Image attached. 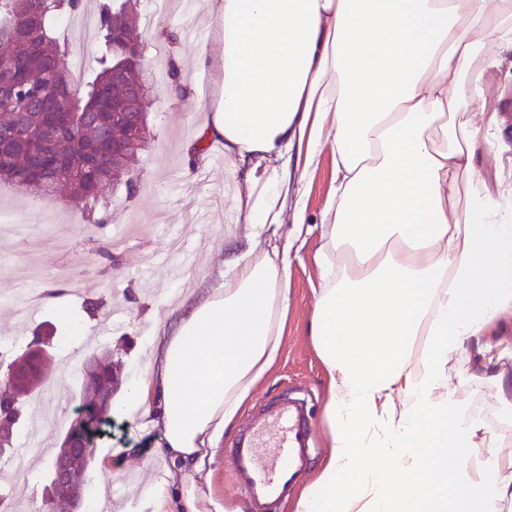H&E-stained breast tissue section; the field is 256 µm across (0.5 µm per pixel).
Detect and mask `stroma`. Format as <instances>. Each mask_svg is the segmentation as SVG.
Returning a JSON list of instances; mask_svg holds the SVG:
<instances>
[{
    "mask_svg": "<svg viewBox=\"0 0 512 512\" xmlns=\"http://www.w3.org/2000/svg\"><path fill=\"white\" fill-rule=\"evenodd\" d=\"M102 0H81L75 11L65 13L53 32L65 47L67 69L91 81L99 69ZM142 35L150 89L146 99L148 135L137 151L128 173L129 180L112 186L106 194L104 221L97 224L84 218L80 210L62 202L46 203L31 193L0 184V210L24 217L19 228L0 223V341H10L8 354L0 362L9 363L32 336L47 331L55 336L45 368L46 380L34 389L25 410L26 420L14 432V445H22L34 415L49 417L51 446L48 455L36 459L20 479L28 487L24 505L16 512H33L34 504L46 501L45 488L51 480L49 461L60 444L82 401L78 376L69 374V356L111 349L120 363L117 400H124L127 387L141 373L151 347L169 335L178 318L204 298L218 281L224 260L246 241L248 228L238 225L234 235L220 234L214 227L188 222L189 214L208 206L216 186L227 183L226 170L211 173L199 182L197 165L186 154L207 129L220 98V73L213 66H199L195 49L213 44L221 20L207 11L204 0H169L166 12H159L155 0H134ZM174 34L163 54L153 46L158 30ZM477 171L495 186L500 175L512 171V130L501 127L496 141L482 145ZM181 233L185 246H200L199 263L177 288L179 297L168 302L170 287L166 266L175 261L169 251L172 234ZM124 236L129 245L121 254L118 267L97 250L109 246L114 236ZM321 245L318 234L307 236L289 271L290 306L280 358L269 377L257 385L253 401L289 393L306 398L313 421L312 466H319L329 452V436L323 419L326 401V373L307 334L313 310L311 288L318 279L314 255ZM153 258L155 292L140 284L138 269L144 258ZM67 287V305L72 317L85 316V304L103 300L95 313L93 332L72 335L69 326L54 308L39 300L31 306L30 317L20 330H13L11 311L22 290L37 297L54 283ZM451 383L462 403L481 416L502 438L505 452L512 453V417H503L492 392L479 378V371L466 358L453 360L448 369ZM123 442L101 437L97 453L119 458L120 476L102 482L97 464H90L81 487L83 503L99 495L108 498V512H151L144 487L171 469L169 460L155 455L143 445L145 438H159L158 428L146 419L136 418L125 425ZM210 469L212 512H247L244 499L235 491L224 448H216Z\"/></svg>",
    "mask_w": 512,
    "mask_h": 512,
    "instance_id": "obj_1",
    "label": "stroma"
}]
</instances>
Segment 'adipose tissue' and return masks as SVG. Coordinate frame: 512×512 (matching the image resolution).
Returning a JSON list of instances; mask_svg holds the SVG:
<instances>
[{"mask_svg":"<svg viewBox=\"0 0 512 512\" xmlns=\"http://www.w3.org/2000/svg\"><path fill=\"white\" fill-rule=\"evenodd\" d=\"M221 19V94L232 213L248 224L214 288L148 357L114 413L149 416L157 453L204 472L279 358L290 243L317 229L307 334L328 377L331 451L292 512H512V461L467 413L448 365L468 352L512 413V181L477 174L496 111L473 117L512 53V0H206ZM335 188L307 215L311 167ZM176 472L153 512H208Z\"/></svg>","mask_w":512,"mask_h":512,"instance_id":"ef3b65f1","label":"adipose tissue"}]
</instances>
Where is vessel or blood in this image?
Here are the masks:
<instances>
[{
  "instance_id": "b4317fda",
  "label": "vessel or blood",
  "mask_w": 512,
  "mask_h": 512,
  "mask_svg": "<svg viewBox=\"0 0 512 512\" xmlns=\"http://www.w3.org/2000/svg\"><path fill=\"white\" fill-rule=\"evenodd\" d=\"M312 422L302 402L288 398L256 405L228 455L250 512H274L287 488L308 468Z\"/></svg>"
}]
</instances>
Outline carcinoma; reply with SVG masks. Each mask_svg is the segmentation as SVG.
I'll list each match as a JSON object with an SVG mask.
<instances>
[{
	"label": "carcinoma",
	"instance_id": "obj_1",
	"mask_svg": "<svg viewBox=\"0 0 512 512\" xmlns=\"http://www.w3.org/2000/svg\"><path fill=\"white\" fill-rule=\"evenodd\" d=\"M79 0H0V59L7 62L0 71V81L13 86L12 98L0 101V134L8 132L12 125V112L32 98L45 95V72L55 69V83L66 89L63 102H54L44 112H67L66 122L78 126L77 133H66L59 150L45 149L35 155L18 151L0 164V180L4 179L20 188H33L46 201L56 199L57 183L70 188L71 199L84 214H92L100 195L110 185L127 174L130 162L141 141L127 135L125 127L117 128L127 143V152L119 168L112 169V154L103 156L98 164L88 168L82 183H76L73 175L62 168L59 152L70 154L79 160L86 148L98 138L99 125L92 113H112V108L123 112H143L144 102L127 96L125 86L114 82L113 70L121 68L128 82L144 84L143 57H134L133 48L142 45L132 13L122 7L112 8V3H102L100 28L104 31L106 54L99 61L100 70L88 82L85 91L72 86L69 72L64 65V51L53 36V24L65 10H74ZM83 368L93 371L98 378L112 383V350L88 354ZM91 425L75 416L68 431L83 429L89 448H95L104 427L112 423V412H102L90 418Z\"/></svg>",
	"mask_w": 512,
	"mask_h": 512
}]
</instances>
